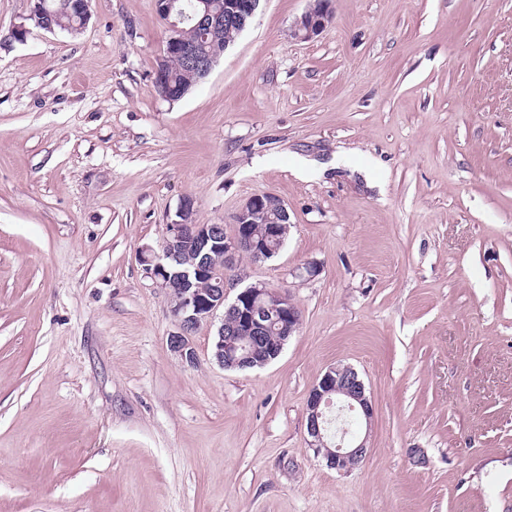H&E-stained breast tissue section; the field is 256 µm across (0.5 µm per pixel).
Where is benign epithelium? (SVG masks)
<instances>
[{
    "label": "benign epithelium",
    "mask_w": 512,
    "mask_h": 512,
    "mask_svg": "<svg viewBox=\"0 0 512 512\" xmlns=\"http://www.w3.org/2000/svg\"><path fill=\"white\" fill-rule=\"evenodd\" d=\"M262 0H224V4L208 2L199 20L202 30L209 34L226 25L244 30L256 17ZM156 11L167 29L179 30L184 12L177 0H155ZM77 12L81 23L69 29L74 34L82 31L90 18L87 0H69L64 12ZM331 21L329 0H309L308 9L294 25V36L309 41L319 36ZM175 58L195 69L202 77L209 75L217 62L215 56H201L195 44L177 37L165 42L163 56L155 73L154 84L159 96L169 102L180 97L179 92L167 82V63ZM195 200L187 196L180 207V220L165 225L161 252L146 247L142 249V263L146 274L171 298L172 313L178 322V331L169 338L171 352L186 364H194L196 354L190 341L193 331L203 324L213 322L222 314L221 323L213 340V357L225 369L236 367H264L277 358L289 338L300 325V309L288 294L276 288H240L231 276L235 265L244 253L257 261L276 256L289 231L288 209L284 201L272 193L250 196L234 216L233 233H224L222 224H199L195 220ZM267 222L265 235L259 236L252 225L257 220ZM213 243L222 252L225 277L217 279L218 285L205 293L188 287L187 282L210 279L213 270L208 265H197L191 270H171L172 262L180 260L183 252L199 245ZM234 297H229L230 292ZM274 334L269 343L266 337ZM247 336L249 342L241 344L238 337ZM355 412L370 421L372 404L358 373L350 366H336L326 371L308 395L306 404L308 446L321 457L327 468L348 473L361 463L367 453V439L341 437L336 442L328 440L327 424L333 410Z\"/></svg>",
    "instance_id": "7a95c632"
}]
</instances>
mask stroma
<instances>
[{
	"instance_id": "obj_1",
	"label": "stroma",
	"mask_w": 512,
	"mask_h": 512,
	"mask_svg": "<svg viewBox=\"0 0 512 512\" xmlns=\"http://www.w3.org/2000/svg\"><path fill=\"white\" fill-rule=\"evenodd\" d=\"M0 0V512H512V0H263L180 101L155 0H91L80 34ZM27 26L23 40L13 30ZM378 162L299 178L296 158ZM272 193L298 331L265 367L182 363L140 262L178 221ZM315 274H308V267ZM373 407L352 471L308 447L336 365ZM308 9L294 25V36L309 41L319 36L331 21L329 0H309Z\"/></svg>"
}]
</instances>
